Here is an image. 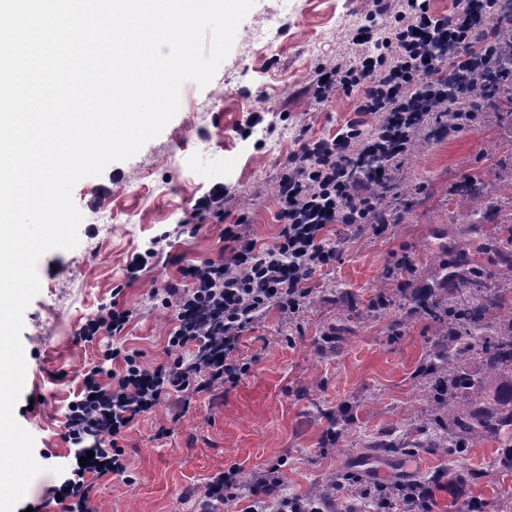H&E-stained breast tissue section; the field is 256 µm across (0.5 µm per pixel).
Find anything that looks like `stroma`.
I'll list each match as a JSON object with an SVG mask.
<instances>
[{
    "label": "stroma",
    "instance_id": "stroma-1",
    "mask_svg": "<svg viewBox=\"0 0 512 512\" xmlns=\"http://www.w3.org/2000/svg\"><path fill=\"white\" fill-rule=\"evenodd\" d=\"M373 8L374 0H256L213 80L182 85L179 110L163 131L130 159L75 184L79 244L40 257V291L21 332L26 378L14 415L46 468L24 496L39 512H57L54 469L72 453L63 438L66 406L99 347L114 344L150 366L165 360L174 321L153 289L179 281L181 264L223 248L221 225L180 232L195 201L224 184L232 194L229 209L248 216L257 245L273 244L281 163L296 151L299 135H333L354 117L351 97L317 101L311 81L320 66L356 62L354 38ZM497 106L495 114L477 113L459 134L408 156L397 174L403 195L391 208L396 222L384 235L367 226L330 228L335 265L317 273L297 314L269 310L244 332L240 354L252 367L236 386L194 397L180 421L164 403L134 422L124 441L129 477L93 478L95 512H194L187 491L232 465L246 480L279 466L281 489L293 498L332 493L359 473L375 485L433 480L431 512H507L512 470L499 464L497 441L462 452L434 449L432 430L409 422L426 418L431 406L420 368L439 341L429 316L408 313L412 293L437 277L459 244L512 225V211L476 226L464 209L448 205L466 176L491 189L501 167L512 164V104ZM252 114L261 118L252 134H237ZM163 233L172 262L149 263L128 279L131 259ZM396 253L410 257L412 275L389 274ZM384 280L392 303L380 311L377 286ZM112 301L133 312L123 335L76 342V328ZM398 319L403 327L395 335L390 325ZM339 324L343 341L326 342ZM344 411L354 417V430L336 445L328 432ZM167 426L173 434L157 438ZM382 439L414 452L367 459L366 445Z\"/></svg>",
    "mask_w": 512,
    "mask_h": 512
}]
</instances>
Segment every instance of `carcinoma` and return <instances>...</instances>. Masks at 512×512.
Here are the masks:
<instances>
[{"label":"carcinoma","instance_id":"cac0c4a2","mask_svg":"<svg viewBox=\"0 0 512 512\" xmlns=\"http://www.w3.org/2000/svg\"><path fill=\"white\" fill-rule=\"evenodd\" d=\"M510 64L512 31L506 29L496 62L480 70L461 93L495 94L503 89V72ZM457 196L473 223L482 224L512 205V179L497 196L477 181L461 184ZM488 254L506 270L489 275L482 264ZM425 288L413 301L442 327L439 344L420 369L432 399L431 420L442 430L431 447L462 450L512 432V227L457 250L442 277Z\"/></svg>","mask_w":512,"mask_h":512}]
</instances>
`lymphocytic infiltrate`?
<instances>
[{
	"label": "lymphocytic infiltrate",
	"instance_id": "f902f5d3",
	"mask_svg": "<svg viewBox=\"0 0 512 512\" xmlns=\"http://www.w3.org/2000/svg\"><path fill=\"white\" fill-rule=\"evenodd\" d=\"M501 0H460L445 15L433 14L429 0H402L384 31L361 27L355 41L359 65L319 67L313 88L319 101L343 92L355 99L356 120L331 137L301 138L282 164L274 195L280 229L274 243L258 247L246 230L248 218L225 223L229 193L213 187L194 204L196 215L224 226L225 246L216 255L181 268L179 282L158 289L175 325L167 358L147 367L137 355L112 347L83 375L82 389L65 413L63 438L74 449L65 479L53 486L59 512H93L91 476H125L122 441L132 423L159 404L174 400L187 411L194 396L236 384L251 366L239 354L243 333L269 308L297 313L310 295V281L336 261L326 232L335 224H368L383 235L393 217L378 201L377 190L393 186L420 126L439 112L483 111L481 98L448 95L462 76L497 52L498 35L512 29ZM377 122L363 130L360 115ZM129 309L109 305L74 333L90 343L118 336L130 323ZM121 372L108 373L107 362ZM110 384H101L103 374ZM254 498L253 512H333L331 497L293 500L280 494L275 479L244 483L229 466L198 492L197 512H224L241 486Z\"/></svg>",
	"mask_w": 512,
	"mask_h": 512
}]
</instances>
